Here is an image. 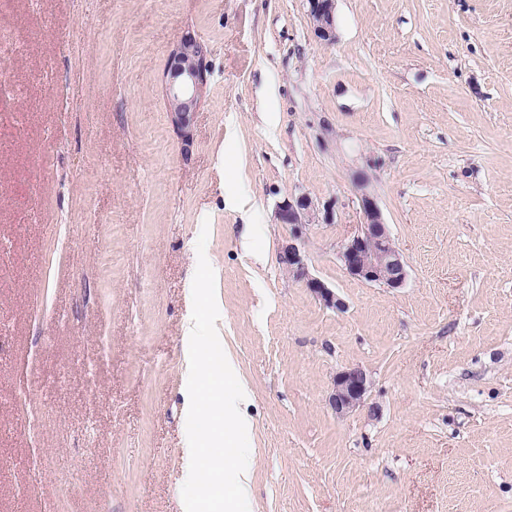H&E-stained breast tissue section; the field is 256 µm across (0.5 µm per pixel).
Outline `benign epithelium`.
Wrapping results in <instances>:
<instances>
[{
  "label": "benign epithelium",
  "mask_w": 512,
  "mask_h": 512,
  "mask_svg": "<svg viewBox=\"0 0 512 512\" xmlns=\"http://www.w3.org/2000/svg\"><path fill=\"white\" fill-rule=\"evenodd\" d=\"M308 15L316 37L331 45L336 42V0H308ZM208 50L192 35L184 36L171 51L168 80L165 83L167 112L172 127L179 133L184 151L194 141V115L199 111L208 83ZM364 221L342 241L339 259L346 272L369 284L400 288L407 276L404 255L391 237L388 224L376 200L367 192L360 197ZM317 207L311 198L299 196L279 206L278 220L293 227L292 238L282 246L280 263L296 279L302 280L328 308L343 310L345 303L322 281L309 274L298 245L306 225L315 223ZM370 387L366 371L360 367L336 374L329 404L336 415L345 416L363 402Z\"/></svg>",
  "instance_id": "benign-epithelium-1"
}]
</instances>
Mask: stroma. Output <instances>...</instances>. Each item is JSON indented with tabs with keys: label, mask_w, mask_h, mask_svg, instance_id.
<instances>
[{
	"label": "stroma",
	"mask_w": 512,
	"mask_h": 512,
	"mask_svg": "<svg viewBox=\"0 0 512 512\" xmlns=\"http://www.w3.org/2000/svg\"><path fill=\"white\" fill-rule=\"evenodd\" d=\"M210 74L183 153L169 54ZM0 512H185L201 230L250 512H512V0H0ZM373 195L403 287L339 257ZM326 307L283 268L284 200ZM363 406L336 417L341 370ZM308 15L316 37L325 44L336 41V0H308ZM317 207L308 196H299L295 199L284 201L278 209L279 223L293 227L292 238L282 246L280 251V263L296 279L302 280L307 287L320 298L328 308L344 310L345 303L328 288L322 281L313 278L309 274L304 255L297 243L302 237L303 229L308 224H315ZM369 387L370 380L364 369H345L338 372L334 378L329 404L337 416H345L364 402Z\"/></svg>",
	"instance_id": "1"
}]
</instances>
